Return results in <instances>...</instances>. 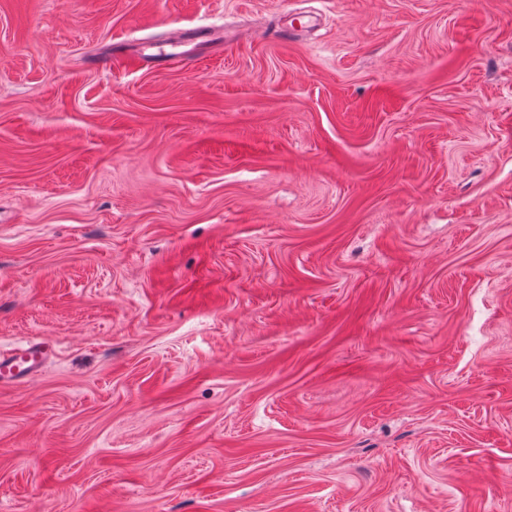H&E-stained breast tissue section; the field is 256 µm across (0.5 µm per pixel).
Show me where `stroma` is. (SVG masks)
Listing matches in <instances>:
<instances>
[{
    "mask_svg": "<svg viewBox=\"0 0 512 512\" xmlns=\"http://www.w3.org/2000/svg\"><path fill=\"white\" fill-rule=\"evenodd\" d=\"M35 336L0 512H512V0H0ZM139 46L142 48L143 52H138L133 54L139 64H145L148 61L150 62H172L173 65L179 64L182 66H188L193 64L194 56L191 54L190 49L184 50L181 52H165L162 48L164 45H157L153 43H140ZM157 49L154 53H144L146 50Z\"/></svg>",
    "mask_w": 512,
    "mask_h": 512,
    "instance_id": "obj_1",
    "label": "stroma"
}]
</instances>
